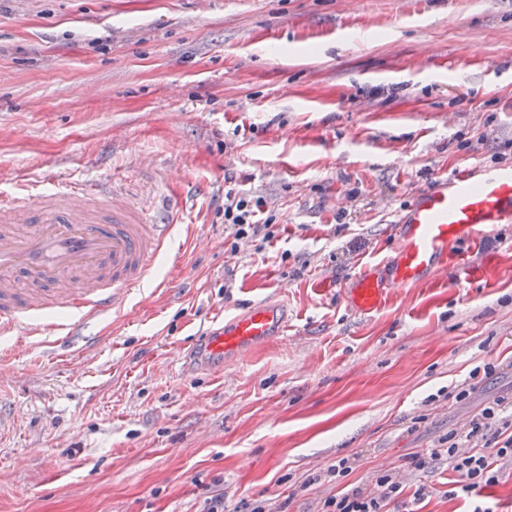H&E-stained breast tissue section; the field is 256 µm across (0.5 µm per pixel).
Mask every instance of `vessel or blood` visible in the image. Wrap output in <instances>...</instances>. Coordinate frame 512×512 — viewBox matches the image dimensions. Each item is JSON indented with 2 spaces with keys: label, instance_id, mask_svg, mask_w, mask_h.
Instances as JSON below:
<instances>
[{
  "label": "vessel or blood",
  "instance_id": "b4317fda",
  "mask_svg": "<svg viewBox=\"0 0 512 512\" xmlns=\"http://www.w3.org/2000/svg\"><path fill=\"white\" fill-rule=\"evenodd\" d=\"M179 207L166 205L160 218L125 195L102 192L95 180L59 185L34 203L0 196V333L40 334L42 311L62 308L70 316L57 325V342L72 343L84 322L116 312L131 288L151 280ZM511 223L512 168L464 166L415 196L397 225L400 248L386 276L358 275L355 308L370 312L391 290L463 263L460 245L482 248L489 228ZM287 326L280 304H258L198 337L194 356L200 369L216 373L227 357Z\"/></svg>",
  "mask_w": 512,
  "mask_h": 512
}]
</instances>
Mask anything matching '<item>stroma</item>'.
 <instances>
[{"instance_id": "35a3bbf8", "label": "stroma", "mask_w": 512, "mask_h": 512, "mask_svg": "<svg viewBox=\"0 0 512 512\" xmlns=\"http://www.w3.org/2000/svg\"><path fill=\"white\" fill-rule=\"evenodd\" d=\"M467 164L512 165V0H212L204 18L0 0V194L89 176L147 210L183 197L174 251L84 328L80 370L52 344L65 311L0 334V512H202L218 493L224 512H318L349 455L350 482L392 469L430 486L420 512H468L447 462L408 459L512 398V224L375 313L346 297L415 195ZM228 183L277 216L262 253L226 246ZM274 299L287 334L193 367L202 329Z\"/></svg>"}]
</instances>
